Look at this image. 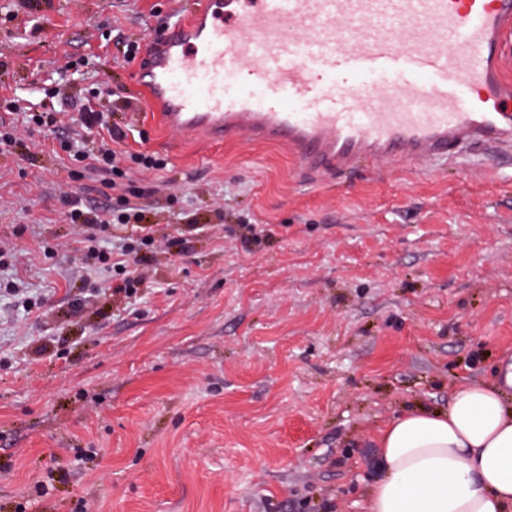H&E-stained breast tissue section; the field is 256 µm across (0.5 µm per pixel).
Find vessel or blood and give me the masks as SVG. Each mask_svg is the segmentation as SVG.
I'll use <instances>...</instances> for the list:
<instances>
[{"mask_svg": "<svg viewBox=\"0 0 512 512\" xmlns=\"http://www.w3.org/2000/svg\"><path fill=\"white\" fill-rule=\"evenodd\" d=\"M512 0H185L134 74L169 128L283 147L315 183L512 152Z\"/></svg>", "mask_w": 512, "mask_h": 512, "instance_id": "obj_1", "label": "vessel or blood"}]
</instances>
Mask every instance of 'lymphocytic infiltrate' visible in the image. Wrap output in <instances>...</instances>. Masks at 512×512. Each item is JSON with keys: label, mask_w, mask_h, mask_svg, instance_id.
I'll return each mask as SVG.
<instances>
[{"label": "lymphocytic infiltrate", "mask_w": 512, "mask_h": 512, "mask_svg": "<svg viewBox=\"0 0 512 512\" xmlns=\"http://www.w3.org/2000/svg\"><path fill=\"white\" fill-rule=\"evenodd\" d=\"M83 112L85 127H97V138L83 147L65 139L61 146L79 168L107 174L106 185L116 191V204L108 209L84 210L79 206L78 196L72 193L64 194L63 203L70 209L71 221L81 224L84 230L85 264L91 266L98 263L104 270L118 271V279L109 282L107 290L110 296L128 299L136 295L144 282L142 268L149 262L155 242H163L166 253L172 256L184 252L185 242L168 233L158 234L152 225L146 224L145 208L141 203L145 191L126 180L127 164L133 163L149 170L161 168V161L142 151L118 150L117 145L124 141L125 134L113 127L111 113L89 106L84 107ZM115 222L137 223L139 232L111 249L104 246L102 234L109 224Z\"/></svg>", "instance_id": "f902f5d3"}]
</instances>
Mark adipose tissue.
Masks as SVG:
<instances>
[{
  "instance_id": "obj_1",
  "label": "adipose tissue",
  "mask_w": 512,
  "mask_h": 512,
  "mask_svg": "<svg viewBox=\"0 0 512 512\" xmlns=\"http://www.w3.org/2000/svg\"><path fill=\"white\" fill-rule=\"evenodd\" d=\"M512 362L457 384L447 409L416 407L371 437L381 473L368 512H512Z\"/></svg>"
}]
</instances>
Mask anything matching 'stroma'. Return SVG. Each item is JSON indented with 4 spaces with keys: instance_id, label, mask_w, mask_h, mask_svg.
I'll return each mask as SVG.
<instances>
[{
    "instance_id": "35a3bbf8",
    "label": "stroma",
    "mask_w": 512,
    "mask_h": 512,
    "mask_svg": "<svg viewBox=\"0 0 512 512\" xmlns=\"http://www.w3.org/2000/svg\"><path fill=\"white\" fill-rule=\"evenodd\" d=\"M180 7L0 0V132L25 140L0 148V246L43 298L0 295V512H367L374 432L512 358V155L304 187L278 147L161 127L124 54ZM96 86L141 104L115 119L164 166L129 177L187 241L128 305L96 295L61 203L112 204L60 147ZM27 107L59 125L29 134Z\"/></svg>"
}]
</instances>
